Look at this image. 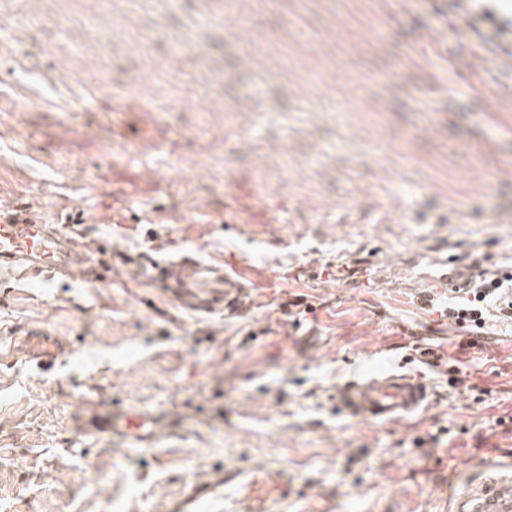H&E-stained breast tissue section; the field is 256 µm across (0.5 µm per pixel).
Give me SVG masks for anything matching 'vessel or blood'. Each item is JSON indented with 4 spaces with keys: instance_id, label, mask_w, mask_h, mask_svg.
Returning a JSON list of instances; mask_svg holds the SVG:
<instances>
[{
    "instance_id": "1",
    "label": "vessel or blood",
    "mask_w": 512,
    "mask_h": 512,
    "mask_svg": "<svg viewBox=\"0 0 512 512\" xmlns=\"http://www.w3.org/2000/svg\"><path fill=\"white\" fill-rule=\"evenodd\" d=\"M84 243L77 230H62L28 211L0 218V275L22 273L36 279L78 281L88 268L80 254ZM153 276L179 305L197 312L239 315L246 310L242 281L224 268L201 264L180 253L152 261ZM430 391L411 374L384 371L345 384L336 392V407L349 418L374 423L408 419L427 408ZM131 448H148L161 435L147 413L116 409L98 424ZM298 495L287 470L274 466L210 469L205 480L191 482L187 491L169 502L167 512H287ZM451 512H512V465L496 453L478 462L466 483L453 487Z\"/></svg>"
}]
</instances>
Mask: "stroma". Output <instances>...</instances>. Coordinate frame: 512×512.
<instances>
[{
  "instance_id": "obj_1",
  "label": "stroma",
  "mask_w": 512,
  "mask_h": 512,
  "mask_svg": "<svg viewBox=\"0 0 512 512\" xmlns=\"http://www.w3.org/2000/svg\"><path fill=\"white\" fill-rule=\"evenodd\" d=\"M509 46L512 0H0V205L79 217L92 270L0 285V512H164L270 462L288 512H448L512 463V322L476 343L420 302L446 255L512 267ZM174 243L241 269L247 313L177 307ZM389 366L427 413L339 414ZM105 403L171 431L90 435Z\"/></svg>"
}]
</instances>
